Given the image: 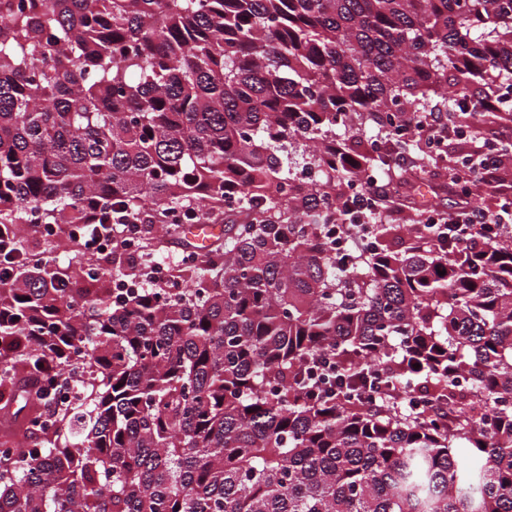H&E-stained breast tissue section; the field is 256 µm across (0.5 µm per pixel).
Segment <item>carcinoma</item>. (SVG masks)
<instances>
[{"mask_svg": "<svg viewBox=\"0 0 512 512\" xmlns=\"http://www.w3.org/2000/svg\"><path fill=\"white\" fill-rule=\"evenodd\" d=\"M450 76L455 127L512 119L470 91H512V0H0V401L29 410L0 512H512V228L376 217L336 260L347 190L391 175L336 131L373 114L421 152L405 116ZM32 224L155 237L58 264ZM170 239L188 261L147 279ZM116 279L142 285L113 305Z\"/></svg>", "mask_w": 512, "mask_h": 512, "instance_id": "obj_1", "label": "carcinoma"}]
</instances>
